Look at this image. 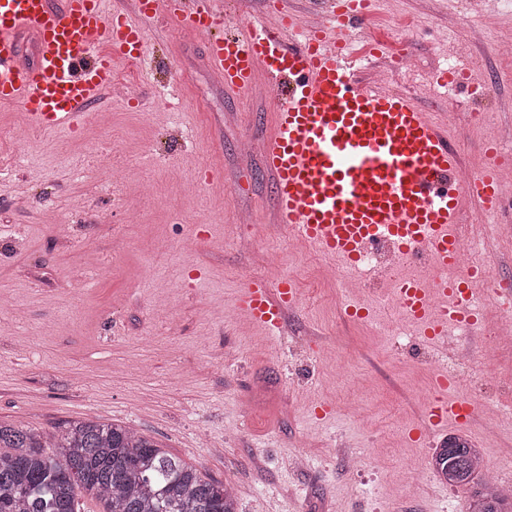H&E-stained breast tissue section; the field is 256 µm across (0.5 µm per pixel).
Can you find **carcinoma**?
Segmentation results:
<instances>
[{
    "instance_id": "obj_1",
    "label": "carcinoma",
    "mask_w": 512,
    "mask_h": 512,
    "mask_svg": "<svg viewBox=\"0 0 512 512\" xmlns=\"http://www.w3.org/2000/svg\"><path fill=\"white\" fill-rule=\"evenodd\" d=\"M480 450L447 440L431 458L450 487L472 486L470 512H512V491L477 477ZM104 512H236L230 488L114 423L74 421L46 438L0 422V512H78L75 488Z\"/></svg>"
}]
</instances>
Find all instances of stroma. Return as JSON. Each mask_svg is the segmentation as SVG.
I'll return each mask as SVG.
<instances>
[{"mask_svg": "<svg viewBox=\"0 0 512 512\" xmlns=\"http://www.w3.org/2000/svg\"><path fill=\"white\" fill-rule=\"evenodd\" d=\"M480 0H375L352 48L404 31L413 70L360 65L362 81L403 91L443 67L468 69L487 93L444 89L422 106L454 113L448 136L463 166L493 141L512 154V0L470 37ZM458 23L449 26V14ZM154 48L117 66L142 107L102 98L80 129L32 127L0 108V421L56 433L77 419L133 428L216 481L232 478L237 512H469L471 493L432 472L411 432L432 376L447 371L481 406L464 426L500 483L512 485V344L452 327L454 349L418 333L383 336L399 310L382 274L366 270L368 319L342 316L348 295L316 277L326 264L272 223L273 186L260 152L271 118L264 80L237 93L211 80L203 39L169 21ZM26 133L21 161L13 135ZM221 183L206 184L205 165ZM69 227L59 238L55 227ZM512 204L489 217L481 255L512 289ZM294 279L299 302L284 335L237 310L247 281ZM364 461L352 471L350 455ZM303 465H294L296 457Z\"/></svg>", "mask_w": 512, "mask_h": 512, "instance_id": "stroma-1", "label": "stroma"}]
</instances>
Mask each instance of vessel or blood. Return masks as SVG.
Listing matches in <instances>:
<instances>
[{"label": "vessel or blood", "mask_w": 512, "mask_h": 512, "mask_svg": "<svg viewBox=\"0 0 512 512\" xmlns=\"http://www.w3.org/2000/svg\"><path fill=\"white\" fill-rule=\"evenodd\" d=\"M0 0V107L24 112L40 129L76 126L111 93L117 62L149 51L148 23L174 22L205 40L207 64L225 88L250 91L264 78L274 92L263 141L274 187L275 223L294 231L325 258L357 270L370 255L422 259L431 278L391 270L400 313L433 340L449 327L476 330L472 283L478 272L450 276L463 242V201L480 214L502 204L499 174L484 169L467 182L442 123L414 96L361 82L343 34L349 21L367 29L370 0H325L324 22L261 16L236 32L223 30L218 0ZM298 292L292 282L251 280L238 307L269 335H282ZM474 411L465 398H437L413 431L461 425Z\"/></svg>", "instance_id": "b4317fda"}]
</instances>
